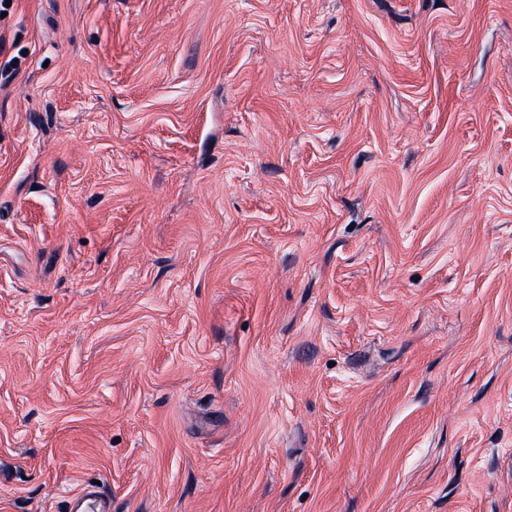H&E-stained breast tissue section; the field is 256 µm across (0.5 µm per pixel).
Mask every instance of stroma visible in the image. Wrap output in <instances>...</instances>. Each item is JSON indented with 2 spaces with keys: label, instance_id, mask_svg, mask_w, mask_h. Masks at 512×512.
<instances>
[{
  "label": "stroma",
  "instance_id": "35a3bbf8",
  "mask_svg": "<svg viewBox=\"0 0 512 512\" xmlns=\"http://www.w3.org/2000/svg\"><path fill=\"white\" fill-rule=\"evenodd\" d=\"M0 512H512V0H12Z\"/></svg>",
  "mask_w": 512,
  "mask_h": 512
}]
</instances>
